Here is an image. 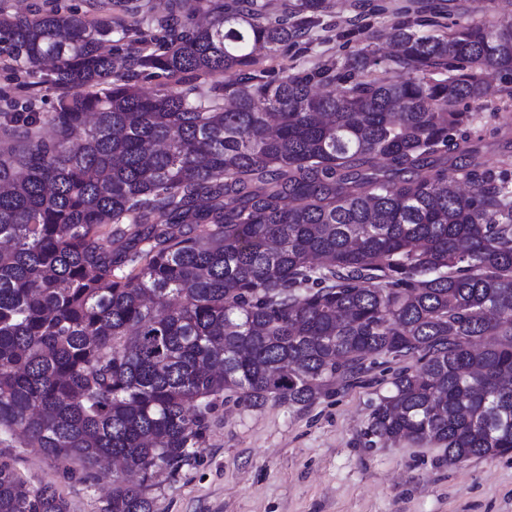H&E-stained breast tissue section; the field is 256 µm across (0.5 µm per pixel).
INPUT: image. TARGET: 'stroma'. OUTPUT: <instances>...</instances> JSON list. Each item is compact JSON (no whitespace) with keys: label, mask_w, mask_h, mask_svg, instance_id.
Masks as SVG:
<instances>
[{"label":"stroma","mask_w":512,"mask_h":512,"mask_svg":"<svg viewBox=\"0 0 512 512\" xmlns=\"http://www.w3.org/2000/svg\"><path fill=\"white\" fill-rule=\"evenodd\" d=\"M354 0H332L307 50L290 49L309 68L351 53L339 34ZM17 74L0 68V111L53 112L55 90L19 89ZM501 99L470 104V138L493 160L512 130V74L496 77ZM414 358H377L363 381L298 410L277 403L258 408L225 396L212 415L203 448L154 487L155 512H512V454L452 463L437 444L366 445L369 404L386 379ZM32 486H56L70 512H104L111 473L87 477L75 461L60 462L37 448H4Z\"/></svg>","instance_id":"obj_1"}]
</instances>
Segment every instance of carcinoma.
Instances as JSON below:
<instances>
[{"label": "carcinoma", "mask_w": 512, "mask_h": 512, "mask_svg": "<svg viewBox=\"0 0 512 512\" xmlns=\"http://www.w3.org/2000/svg\"><path fill=\"white\" fill-rule=\"evenodd\" d=\"M117 7L142 9L0 16L3 61L54 62L58 91L46 119L0 112V443L19 432L90 477L115 459L138 481L113 477L105 512H155L224 394L302 409L416 356L364 435L512 454V182L458 108L501 93L512 20L417 0L382 57L356 3L359 48L273 77L258 52L309 41L331 0H168L153 40ZM188 76L223 92L192 98ZM0 512L70 509L1 461Z\"/></svg>", "instance_id": "cac0c4a2"}]
</instances>
